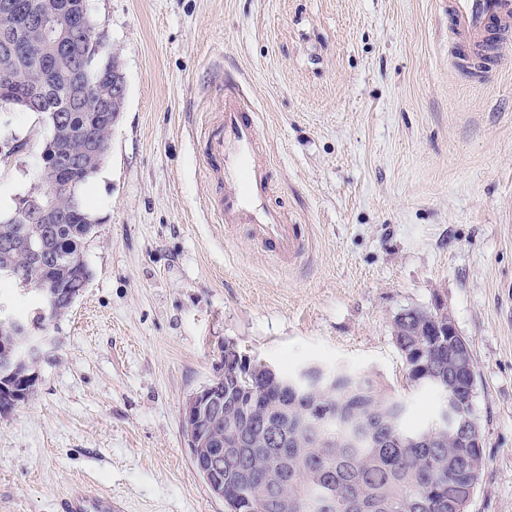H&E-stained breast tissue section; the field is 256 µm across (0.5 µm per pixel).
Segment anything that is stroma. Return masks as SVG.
<instances>
[{
	"mask_svg": "<svg viewBox=\"0 0 512 512\" xmlns=\"http://www.w3.org/2000/svg\"><path fill=\"white\" fill-rule=\"evenodd\" d=\"M126 80L83 186L91 278L46 333L32 395L0 416V512L81 486L125 512H227L192 465L182 407L233 344L291 371L372 373L424 423L395 316L442 304L470 344L483 467L467 512H512V29L490 79L453 68L438 0H88ZM234 86L257 115L272 205L307 225L289 265L225 229L203 169ZM47 129L0 110V210Z\"/></svg>",
	"mask_w": 512,
	"mask_h": 512,
	"instance_id": "stroma-1",
	"label": "stroma"
}]
</instances>
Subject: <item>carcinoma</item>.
I'll return each mask as SVG.
<instances>
[{"label": "carcinoma", "mask_w": 512, "mask_h": 512, "mask_svg": "<svg viewBox=\"0 0 512 512\" xmlns=\"http://www.w3.org/2000/svg\"><path fill=\"white\" fill-rule=\"evenodd\" d=\"M61 14L73 22L67 53L45 62L38 75L31 73V48L21 47L14 55L12 70L0 65V107L10 101L30 98L43 117L53 114L65 119L57 130H48L42 142L39 176L70 186L76 203L61 197L40 215L28 209L27 196L19 197L11 215H0V267L16 271L12 283L18 289L29 285L42 288L69 307L85 288L91 272L85 259L87 242L97 224L82 196L83 184L101 167L105 156L78 165L73 156L99 136L111 139L117 122L114 113L102 106L80 102L89 80L103 89L112 87L115 59L99 50L90 34L87 0H54ZM432 312L406 309L393 322V338L409 369V379L422 370L437 375L435 387L443 398L452 393L466 401L473 412L469 386L475 381L448 382V337L431 338L427 326ZM14 320L0 321V378L12 372L0 389L4 396L22 393L23 402L33 392L39 361L4 370L19 334ZM288 372H266L250 379L252 414L237 423L243 434H252L268 416L288 434L295 433L305 414L329 412V421L319 431L309 432L308 445L290 443L262 448L246 446L224 458V504L236 512H284L283 503L298 502L296 512H457L458 503L468 506L475 487L456 471L448 469V457L465 468L466 460L482 463L473 448H461L448 440L429 447L401 443L378 431L393 405L402 400L383 390L371 374L336 371V394L327 400L316 393L283 385ZM370 424L371 431L359 445L349 447L345 439L355 421ZM335 447L325 448V437Z\"/></svg>", "instance_id": "obj_1"}]
</instances>
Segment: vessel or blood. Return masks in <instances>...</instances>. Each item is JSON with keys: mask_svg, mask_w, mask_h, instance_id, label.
<instances>
[{"mask_svg": "<svg viewBox=\"0 0 512 512\" xmlns=\"http://www.w3.org/2000/svg\"><path fill=\"white\" fill-rule=\"evenodd\" d=\"M444 7L457 46L456 65L483 72L492 62L488 28L495 20L512 21V0H445ZM263 152L252 114L234 92L225 91L224 110L207 136L204 152L207 169L224 176L214 210L226 225H246L266 253L292 263L306 254L309 240L302 225L287 223L284 214L268 204L272 180L260 162ZM59 512H122V506L111 497L78 489L61 499Z\"/></svg>", "mask_w": 512, "mask_h": 512, "instance_id": "b4317fda", "label": "vessel or blood"}]
</instances>
